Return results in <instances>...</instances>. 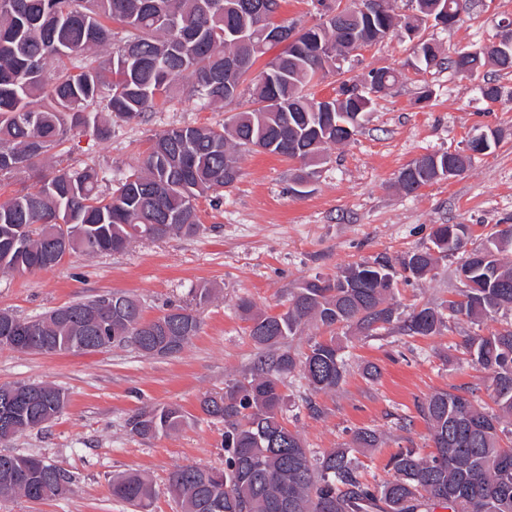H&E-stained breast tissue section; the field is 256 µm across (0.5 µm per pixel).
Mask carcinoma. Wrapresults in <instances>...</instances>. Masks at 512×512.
I'll return each mask as SVG.
<instances>
[{
  "label": "carcinoma",
  "mask_w": 512,
  "mask_h": 512,
  "mask_svg": "<svg viewBox=\"0 0 512 512\" xmlns=\"http://www.w3.org/2000/svg\"><path fill=\"white\" fill-rule=\"evenodd\" d=\"M281 0H0V175L10 164L36 178V184L0 203V272L26 273L37 264L51 237L65 234L69 254L121 253L137 239L194 237L202 224L197 201L220 195L240 176L243 151L261 150L300 166L292 177L316 174L330 144L355 135L374 99L357 94L359 82L344 79L343 63L367 36L380 42L398 30L416 28L439 0H410L414 13H394L390 0L379 9L336 28L323 14L309 28L323 55L304 57L285 47L265 69L250 77L254 60L269 49L261 38L260 7L280 8ZM125 29L117 46L109 23ZM439 46L427 41L414 66L437 64ZM512 48L469 58L478 70L490 61L512 72ZM337 77L336 97L323 103L306 93L314 80ZM190 81V97L204 106H226L249 95L254 108L214 126H175L152 140L133 173L105 193L112 173L85 165L57 168L48 152L84 124L90 109L106 113L99 134L111 135L114 118L130 121L169 98L176 80ZM364 81L380 88L399 81L395 68L368 71ZM472 157L442 152L437 161L410 174L400 188L407 194L437 181L439 171ZM443 256L462 250L466 224H438ZM15 242L8 249L4 242ZM512 225L491 233L457 267L463 288L448 301L451 317L480 321L512 312ZM403 271L410 278L429 275L437 258L427 249L407 255ZM393 267L376 259L348 267L335 277H315L290 294L286 310H254L242 298L238 310L249 322V336L261 353L259 364L224 391L203 396V415L224 423V468L187 464L170 472L168 489L180 512H512V329L470 336L462 354L495 384V411L477 408L468 390L438 391L420 406L429 424L434 452L421 457L413 448L392 454L385 468L392 478L362 480L363 449L379 445L376 430L360 428L352 444L313 452L283 420L284 380L297 372L315 393L336 390L346 373L335 339L311 343L297 355L291 343L310 322L343 325L372 332L393 322L407 336L435 335L442 311L424 305L401 315L393 303ZM109 302L98 299L58 306L24 321L28 349L34 353L101 351L132 345L149 357L180 352L198 334L200 321L187 306L174 305L147 319L138 299L119 292ZM30 400V384L12 385L17 417L0 422V442L41 427L68 405L61 387L39 384ZM186 415L175 405L145 409L129 421L130 432L149 440L181 430ZM72 491V476L31 454H0V496L32 503ZM112 498L147 510L152 482L137 471L112 478Z\"/></svg>",
  "instance_id": "carcinoma-1"
}]
</instances>
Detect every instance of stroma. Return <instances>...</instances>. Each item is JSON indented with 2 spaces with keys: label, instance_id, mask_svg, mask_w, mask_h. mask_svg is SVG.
<instances>
[{
  "label": "stroma",
  "instance_id": "35a3bbf8",
  "mask_svg": "<svg viewBox=\"0 0 512 512\" xmlns=\"http://www.w3.org/2000/svg\"><path fill=\"white\" fill-rule=\"evenodd\" d=\"M504 18L512 19V0H465L457 25L430 27L424 35L451 56L491 41ZM413 59L412 41L399 35L360 50L348 64V77L358 81L380 66L394 67L402 77L376 100L356 135L327 146L304 195L291 190L294 162L249 152L221 202L199 198L203 229L195 237L136 240L121 254L77 255L48 271L0 273V310L22 318L122 291L136 296L152 319L167 304L190 302V289L217 290L211 302L195 309L200 332L173 357H147L130 345L52 355L0 347V384L46 382L69 396L60 416L0 444V453L40 456L75 480L71 494L36 504L0 497V512H133L109 492L112 476L127 471L151 478L149 512H179L168 491L170 472L186 464L224 465V424L201 414L200 397L248 375L258 359L248 323L237 311L239 299L277 313L305 280L378 257L400 266L407 254L429 245L436 225H468L472 248L497 225L512 224V73L488 66L465 79L445 67L412 68ZM486 79L496 80L505 93L493 107L479 92ZM187 86L178 80L170 99L144 119L113 122L110 138H101L91 123L76 128L52 150L53 165L87 163L128 173L156 133L183 124L218 126L233 114L230 106H201L189 98ZM488 129L500 133L498 145L475 156L462 176L413 195L397 190L399 173L417 156L463 148L473 132ZM458 263L455 256L442 258L426 278H398L400 312L425 304L442 308L455 299ZM508 328L512 313L479 324L449 319L430 337L403 335L394 324L368 336L348 327L309 326L293 350L303 353L311 342L336 339L346 360L345 381L314 395L299 376H288L285 421L314 451L349 445L357 429L376 430L380 444L360 454L361 472L367 481L385 480L390 454L405 447L430 453L420 405L431 394L462 387L473 390L478 403H489L491 378L465 359L460 346L466 337ZM368 364L377 366L376 380L364 376ZM309 395L319 414L305 408ZM159 405L179 406L188 424L151 440L130 434L129 419Z\"/></svg>",
  "mask_w": 512,
  "mask_h": 512
}]
</instances>
